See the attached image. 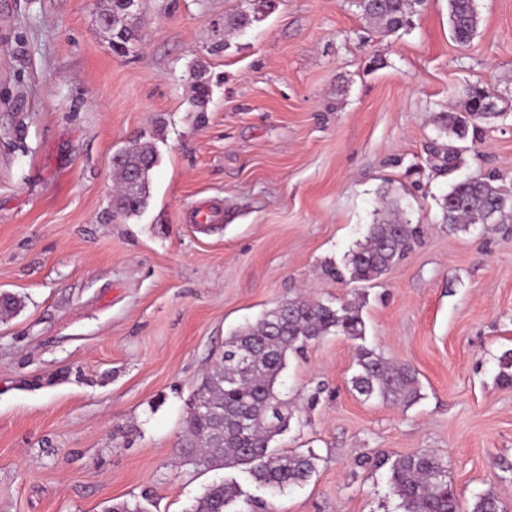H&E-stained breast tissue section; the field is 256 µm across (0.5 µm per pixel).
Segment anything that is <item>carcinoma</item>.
<instances>
[{
	"instance_id": "cac0c4a2",
	"label": "carcinoma",
	"mask_w": 512,
	"mask_h": 512,
	"mask_svg": "<svg viewBox=\"0 0 512 512\" xmlns=\"http://www.w3.org/2000/svg\"><path fill=\"white\" fill-rule=\"evenodd\" d=\"M364 18L384 32H396L413 25V18L425 0H357ZM453 40L465 45L475 36L480 24L476 0H448ZM249 14L239 11L224 17V31L236 32L251 25ZM112 40L130 45L138 39L137 25L118 21L108 29ZM462 112H441L436 117L439 137L424 145L427 159L436 170L450 172L460 161L457 142L476 139L480 124L502 112L499 96L488 86L472 87ZM157 164L153 147L136 143L135 150L114 162L121 180L112 199L113 209L126 216L144 210L150 197L151 174ZM496 176L479 175L454 184L441 201L442 221L451 231L467 230L475 224H498L512 216V205L495 185ZM390 218L372 225L364 244L348 256L345 269H329L340 281L370 282L381 277L404 257L419 227L402 218L397 200L388 202ZM329 334L359 339L364 335L360 308L353 303L335 305L293 297L279 302L253 324L233 331L224 341V352L202 377L185 417L191 437L182 449L183 462L204 468H235L244 481L228 477L207 486L194 505L193 512H227L241 501L244 512H271L269 500L244 489L243 482L272 493L306 484L317 469L319 456L314 450L280 451L272 446L276 438L289 430L294 410L282 397L278 386L292 356ZM249 353L250 363L242 368L232 360L236 353ZM359 371L352 386L365 399L378 398L405 406L421 399L416 371L408 364L385 358L365 346L357 348ZM282 405V412L274 407ZM389 465L390 489L400 500L403 512H500L499 501L491 491L478 495L470 510L448 481V461L435 453H419L393 461ZM115 503L107 512H150L144 502Z\"/></svg>"
}]
</instances>
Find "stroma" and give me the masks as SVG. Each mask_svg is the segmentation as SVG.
Wrapping results in <instances>:
<instances>
[{"label":"stroma","instance_id":"1","mask_svg":"<svg viewBox=\"0 0 512 512\" xmlns=\"http://www.w3.org/2000/svg\"><path fill=\"white\" fill-rule=\"evenodd\" d=\"M107 0H0V512H108L150 494L191 512L222 469L183 464L184 418L230 332L294 296L355 302L362 340L329 335L290 360L299 405L275 446L321 457L276 512H401L395 459L433 450L464 504L493 490L512 512V219L450 231V185L488 172L512 198V0H476L456 43L448 0L384 34L354 0H143L124 53L96 23ZM209 84L193 96L196 72ZM480 83L502 115L461 163L433 170L436 116ZM152 143L136 216H110L115 153ZM399 197L424 232L369 283L343 265ZM210 205L221 218L194 223ZM418 373L410 406L352 388L358 346ZM448 10L453 40L466 45L473 39L480 24L476 0H448Z\"/></svg>","mask_w":512,"mask_h":512}]
</instances>
